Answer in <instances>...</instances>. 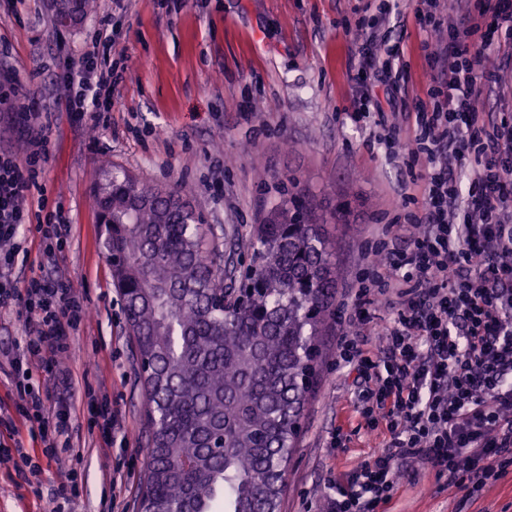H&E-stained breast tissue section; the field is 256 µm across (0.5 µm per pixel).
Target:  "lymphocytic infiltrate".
Instances as JSON below:
<instances>
[{"mask_svg": "<svg viewBox=\"0 0 512 512\" xmlns=\"http://www.w3.org/2000/svg\"><path fill=\"white\" fill-rule=\"evenodd\" d=\"M458 14L438 0H416L414 17L430 32L447 33L430 54L431 103L398 109L407 71L381 24L398 15L397 0H381L380 23L363 28L366 44L357 66L362 77L348 118L378 128L367 150L383 145L401 159L420 191L416 210L388 225L366 251L354 288L356 312L337 345V361L357 372V408L368 430L386 426L389 439L336 482L329 512H376L397 486L401 464L425 461L449 486L470 495L497 482L512 464V114L485 109L483 90L501 83L487 66L498 52L492 40L474 41L479 0H456ZM111 14H103L91 49L57 65L70 116L111 124L112 95L123 82L113 67ZM386 86L387 103L372 102L373 86ZM13 118L26 139V156L0 151V311L25 322L26 336L8 352L17 414L39 431V448H0V462L31 482L44 465L64 469L52 491L54 512L80 495L82 480L66 467L74 428L69 405L48 406V393L32 382L63 375L72 338L88 318L83 297L63 275L12 277L18 232L29 219L50 139L41 113L22 95ZM46 256L71 235L68 214L46 210L35 226ZM394 310L392 322L373 323L370 307ZM87 429L109 453L116 426L105 388L86 389Z\"/></svg>", "mask_w": 512, "mask_h": 512, "instance_id": "obj_1", "label": "lymphocytic infiltrate"}]
</instances>
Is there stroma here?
Returning <instances> with one entry per match:
<instances>
[{
    "instance_id": "obj_1",
    "label": "stroma",
    "mask_w": 512,
    "mask_h": 512,
    "mask_svg": "<svg viewBox=\"0 0 512 512\" xmlns=\"http://www.w3.org/2000/svg\"><path fill=\"white\" fill-rule=\"evenodd\" d=\"M365 4L128 0L113 18L112 48L126 80L114 95L112 125L102 130L90 118L63 112L65 92L55 70L60 59L91 42L110 0H96L94 11L67 31L55 27L50 0H0V77H14L20 93L44 110L52 151L39 182L49 205H62L73 224L69 246L53 260L43 255L34 228L22 226L13 275L71 280L89 311L66 361L75 379L72 399L79 404L84 386L103 384L118 412L111 456L97 452L89 435L75 443L72 464L84 483L70 512H102L108 500L114 512H138L146 468V398L92 197L93 187L116 168L152 186L190 187L208 245L224 256V284L231 288L249 262L255 226L279 180L299 177L317 198L347 193L358 199L337 242L338 316L321 338L320 377L304 411L280 512H328L336 477L381 445L354 411V373L337 366L336 342L347 327L363 249L412 210L416 189L401 162L368 154L365 131L343 119L356 99L350 62L361 46L349 28ZM428 40L415 20H407L400 50L412 103L428 89ZM340 434L346 445L337 448ZM59 478L52 465L37 487H20L0 464V512H52L46 490ZM380 512H512V467L466 497L428 464L415 462L402 468L398 493Z\"/></svg>"
}]
</instances>
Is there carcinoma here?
Instances as JSON below:
<instances>
[{
    "label": "carcinoma",
    "instance_id": "cac0c4a2",
    "mask_svg": "<svg viewBox=\"0 0 512 512\" xmlns=\"http://www.w3.org/2000/svg\"><path fill=\"white\" fill-rule=\"evenodd\" d=\"M112 283L124 302L147 401L142 512H277L317 337L336 311L340 260L326 230L352 201L282 187L257 225L234 297L223 255L177 186L127 172L97 185Z\"/></svg>",
    "mask_w": 512,
    "mask_h": 512
}]
</instances>
